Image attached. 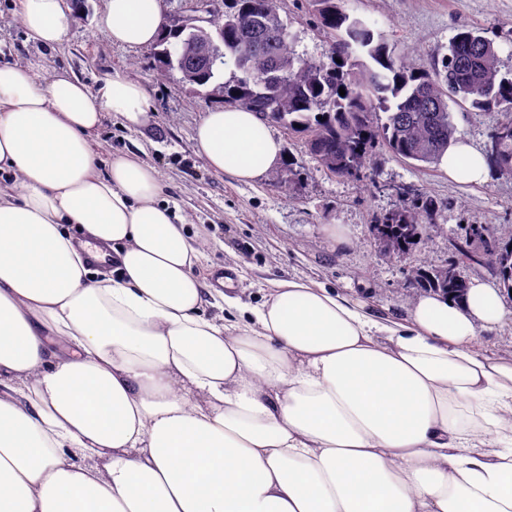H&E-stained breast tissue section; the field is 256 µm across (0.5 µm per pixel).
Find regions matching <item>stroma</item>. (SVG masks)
Listing matches in <instances>:
<instances>
[{"label": "stroma", "mask_w": 512, "mask_h": 512, "mask_svg": "<svg viewBox=\"0 0 512 512\" xmlns=\"http://www.w3.org/2000/svg\"><path fill=\"white\" fill-rule=\"evenodd\" d=\"M351 14L387 35L397 53H409L421 66L448 51L458 28L467 26L494 39L502 70H512V0H345ZM103 0H83L67 35L52 49L25 39L15 0H0V53L38 66L40 77L70 71L92 92L118 70L140 84L147 98L142 125L129 128L108 114L95 134L99 168L113 157L135 155L154 166L161 197L189 221L187 229L207 243L201 273L213 278L240 270L237 291L257 304L281 281L316 282L366 304L376 313L408 317L421 288L411 275L419 267L447 266L450 238L462 224H512V173L489 172L481 183L454 180L439 165H420L378 148L373 169L380 184L340 178L318 168L304 149L303 134L273 124L294 171L276 167L246 184L212 173L199 154L194 130L216 99L205 89L183 84L179 72H161L149 49L113 45L101 15ZM278 12L293 34L295 53L330 59V45L318 30L309 0H278ZM496 113L458 112L457 140L487 151ZM412 184L441 204L438 231L423 237L410 254L381 250L371 232L377 216L392 208L390 186Z\"/></svg>", "instance_id": "obj_1"}]
</instances>
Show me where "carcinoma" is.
<instances>
[{
  "mask_svg": "<svg viewBox=\"0 0 512 512\" xmlns=\"http://www.w3.org/2000/svg\"><path fill=\"white\" fill-rule=\"evenodd\" d=\"M319 28L331 40L330 62L302 58L279 16L277 0H224V14L210 28L191 22L169 27L172 39L154 47L163 72L178 71L190 87L224 91V103L242 106L286 129L303 133L306 153L330 174L373 179L372 150L383 143L395 156L423 164L439 160L455 140L449 103L465 112L508 109L490 135L486 157L494 168L512 173V72L501 71L494 40L469 27L460 29L448 53L426 69L409 54L398 55L389 40L350 14L344 0H310ZM219 47L232 67L224 82L222 66L205 52ZM345 90L340 95L339 89ZM396 204L373 233L403 252L415 237L440 228L437 199L412 185L395 189ZM453 248L457 258L488 265L505 291L512 290V224H462ZM507 243L473 250L501 235ZM454 268L415 271L426 288L455 297L467 281Z\"/></svg>",
  "mask_w": 512,
  "mask_h": 512,
  "instance_id": "carcinoma-1",
  "label": "carcinoma"
}]
</instances>
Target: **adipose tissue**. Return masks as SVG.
I'll return each instance as SVG.
<instances>
[{
	"mask_svg": "<svg viewBox=\"0 0 512 512\" xmlns=\"http://www.w3.org/2000/svg\"><path fill=\"white\" fill-rule=\"evenodd\" d=\"M29 39L61 44L78 0H17ZM113 43L162 36L160 0H104ZM141 125L121 72L101 93L0 61V512H512V362L479 348L507 313L496 284L420 295L408 323L280 282L222 300L205 241L134 156L98 171L106 114ZM208 168L251 183L285 156L243 108L206 112ZM482 182L455 142L440 160ZM106 250L105 273L82 241Z\"/></svg>",
	"mask_w": 512,
	"mask_h": 512,
	"instance_id": "obj_1",
	"label": "adipose tissue"
}]
</instances>
